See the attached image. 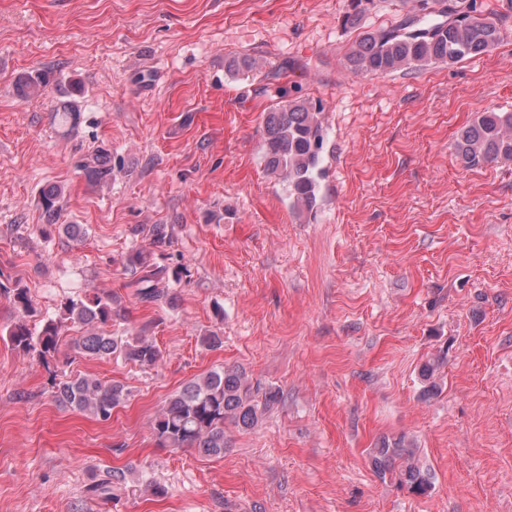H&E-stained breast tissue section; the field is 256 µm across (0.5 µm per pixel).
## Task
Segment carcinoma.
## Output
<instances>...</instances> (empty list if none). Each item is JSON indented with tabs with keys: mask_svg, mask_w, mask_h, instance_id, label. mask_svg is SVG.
Returning <instances> with one entry per match:
<instances>
[{
	"mask_svg": "<svg viewBox=\"0 0 512 512\" xmlns=\"http://www.w3.org/2000/svg\"><path fill=\"white\" fill-rule=\"evenodd\" d=\"M363 0H349L343 25L360 27L365 13ZM503 14L488 7L484 0H448L438 18L410 14L395 24L365 31L346 53V63L355 73L390 75L431 63H455L489 52L501 40ZM259 61L249 55L227 61L230 73L259 69ZM49 78L38 73L21 79L24 93L39 96ZM324 106L308 99L279 101L263 111L262 155L267 173L282 182L292 208L311 214L319 201L322 157L328 139ZM457 159L466 168L478 167L498 159H512V112L495 109L479 113L457 134L454 143ZM100 181L112 175L110 157L96 153L83 164ZM59 189L42 192L40 204L48 216L57 213ZM151 245L159 251L172 243V235L162 224L147 229ZM124 266L139 274L134 281L137 294L145 301L172 305L171 285L182 278V269H171L157 261L154 252L136 249L124 259ZM0 292L24 312L32 310L28 289L0 282ZM112 321V296L94 292L84 297L67 298L55 313L31 328L23 321L8 328L12 346L45 367L56 360L65 329L78 324L83 334L72 339L71 347L80 356L116 358L152 369L162 359L160 348L144 332L114 336L103 330ZM130 390L122 383L103 382L89 375L66 376L54 383L51 398L58 405L108 421L115 410L125 405ZM279 400V392L252 384L246 373L235 367H218L187 382L173 394L152 421L151 431L164 448H194L208 457L224 455V427L231 423L240 430H251ZM377 474L393 476L400 487L415 495L432 488L431 474L419 460L417 449L399 437L385 441L373 459ZM129 471L114 468L91 487V492L108 499L113 490L127 483Z\"/></svg>",
	"mask_w": 512,
	"mask_h": 512,
	"instance_id": "carcinoma-1",
	"label": "carcinoma"
}]
</instances>
